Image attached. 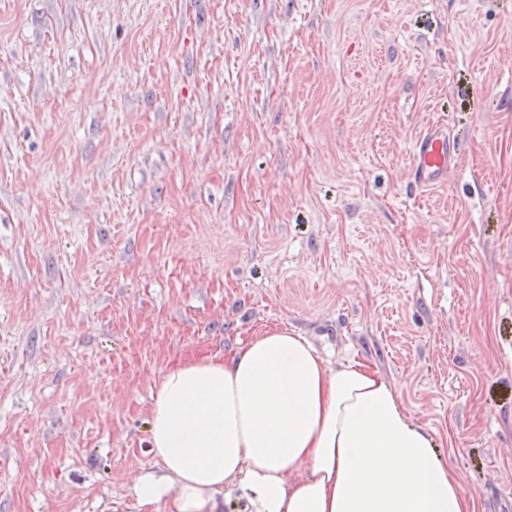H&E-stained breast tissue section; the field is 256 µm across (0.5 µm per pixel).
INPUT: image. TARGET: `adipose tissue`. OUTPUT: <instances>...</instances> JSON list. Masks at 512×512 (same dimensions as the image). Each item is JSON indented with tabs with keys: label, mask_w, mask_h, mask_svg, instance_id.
<instances>
[{
	"label": "adipose tissue",
	"mask_w": 512,
	"mask_h": 512,
	"mask_svg": "<svg viewBox=\"0 0 512 512\" xmlns=\"http://www.w3.org/2000/svg\"><path fill=\"white\" fill-rule=\"evenodd\" d=\"M149 440L135 512H223L229 490L239 512H474L378 370L285 326L167 368Z\"/></svg>",
	"instance_id": "1"
}]
</instances>
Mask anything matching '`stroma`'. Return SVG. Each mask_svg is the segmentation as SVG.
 Masks as SVG:
<instances>
[{
	"label": "stroma",
	"instance_id": "stroma-1",
	"mask_svg": "<svg viewBox=\"0 0 512 512\" xmlns=\"http://www.w3.org/2000/svg\"><path fill=\"white\" fill-rule=\"evenodd\" d=\"M277 326L512 512V0H0V512H132L163 371ZM457 146L454 138L439 121L433 122L415 139L412 147V177L416 186L432 188L448 182L456 166Z\"/></svg>",
	"mask_w": 512,
	"mask_h": 512
}]
</instances>
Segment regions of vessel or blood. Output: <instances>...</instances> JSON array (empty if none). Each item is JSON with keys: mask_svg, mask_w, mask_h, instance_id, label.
<instances>
[{"mask_svg": "<svg viewBox=\"0 0 512 512\" xmlns=\"http://www.w3.org/2000/svg\"><path fill=\"white\" fill-rule=\"evenodd\" d=\"M457 146L440 122H433L415 139L412 147V177L416 186L432 188L447 183L456 166Z\"/></svg>", "mask_w": 512, "mask_h": 512, "instance_id": "b4317fda", "label": "vessel or blood"}]
</instances>
